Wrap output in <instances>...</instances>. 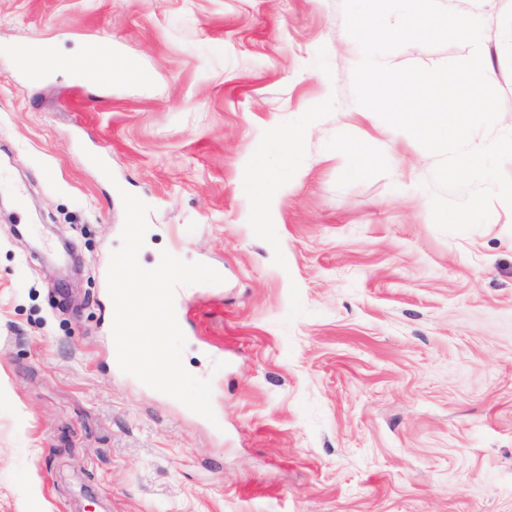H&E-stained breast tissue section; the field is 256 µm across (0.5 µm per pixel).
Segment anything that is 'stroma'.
Instances as JSON below:
<instances>
[{"instance_id": "stroma-1", "label": "stroma", "mask_w": 512, "mask_h": 512, "mask_svg": "<svg viewBox=\"0 0 512 512\" xmlns=\"http://www.w3.org/2000/svg\"><path fill=\"white\" fill-rule=\"evenodd\" d=\"M342 5L0 0V171L25 190L0 195V512H512V207L435 226L437 158L356 102ZM484 12L491 139L512 130V0ZM104 38L151 81L16 64ZM301 124L285 154L274 132ZM344 132L384 163L344 177ZM257 164L284 187L266 229ZM124 190L150 207L144 266L223 277L181 289L183 364L222 427L113 359Z\"/></svg>"}]
</instances>
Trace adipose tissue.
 <instances>
[{
    "instance_id": "obj_1",
    "label": "adipose tissue",
    "mask_w": 512,
    "mask_h": 512,
    "mask_svg": "<svg viewBox=\"0 0 512 512\" xmlns=\"http://www.w3.org/2000/svg\"><path fill=\"white\" fill-rule=\"evenodd\" d=\"M26 53L35 60L34 74H41V61H51L53 65H66L79 71L86 80L101 82L102 78L121 79L138 82L143 80V73L127 67L120 59L105 56L99 50L87 51L85 55L73 58H63L59 55L55 44L45 40H33L26 44Z\"/></svg>"
}]
</instances>
